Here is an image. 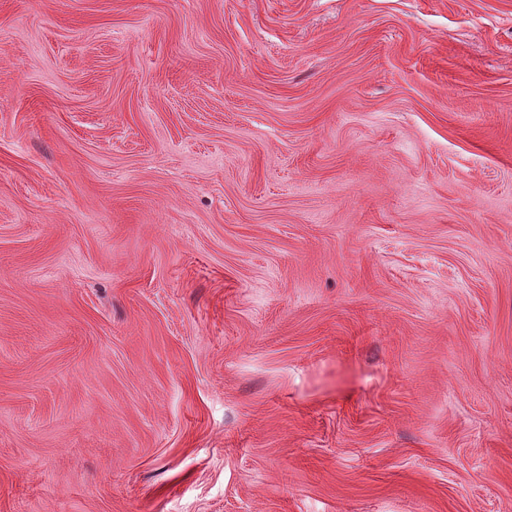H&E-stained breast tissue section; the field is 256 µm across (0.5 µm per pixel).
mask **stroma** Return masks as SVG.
<instances>
[{
  "mask_svg": "<svg viewBox=\"0 0 512 512\" xmlns=\"http://www.w3.org/2000/svg\"><path fill=\"white\" fill-rule=\"evenodd\" d=\"M0 512H512V0H0Z\"/></svg>",
  "mask_w": 512,
  "mask_h": 512,
  "instance_id": "35a3bbf8",
  "label": "stroma"
}]
</instances>
